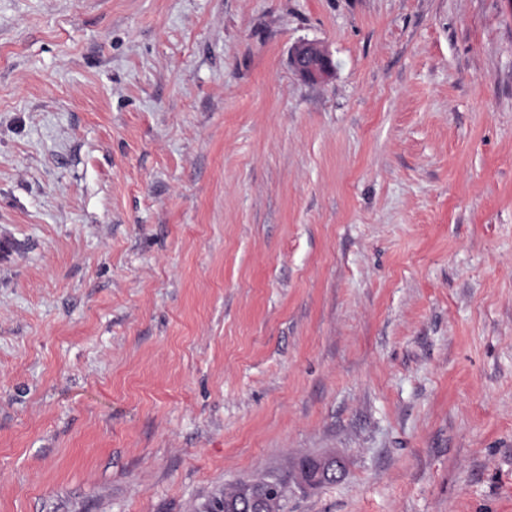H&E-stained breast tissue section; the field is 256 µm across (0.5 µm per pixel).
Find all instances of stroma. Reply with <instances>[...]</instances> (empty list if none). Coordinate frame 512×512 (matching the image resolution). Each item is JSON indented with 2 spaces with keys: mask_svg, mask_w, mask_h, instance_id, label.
<instances>
[{
  "mask_svg": "<svg viewBox=\"0 0 512 512\" xmlns=\"http://www.w3.org/2000/svg\"><path fill=\"white\" fill-rule=\"evenodd\" d=\"M2 242L0 512H512V0H0ZM290 63L295 72L307 81L327 78L334 69L333 61L324 47L309 41L299 42L291 48ZM345 470L344 462L335 456L318 459V462H305L297 471V483L301 487H316L327 479H340ZM279 484L285 490L284 496L281 498L276 494V499H271L270 494L277 493L276 488ZM255 495H262L270 500L274 505L272 508L279 510L274 512H285L288 504V475L264 477L251 483H241L232 488L224 489V493L214 497L204 508L206 509L210 505L215 510L213 512H225V504L233 510H244L248 507L249 499ZM214 504L219 506V511H216L217 508Z\"/></svg>",
  "mask_w": 512,
  "mask_h": 512,
  "instance_id": "35a3bbf8",
  "label": "stroma"
}]
</instances>
